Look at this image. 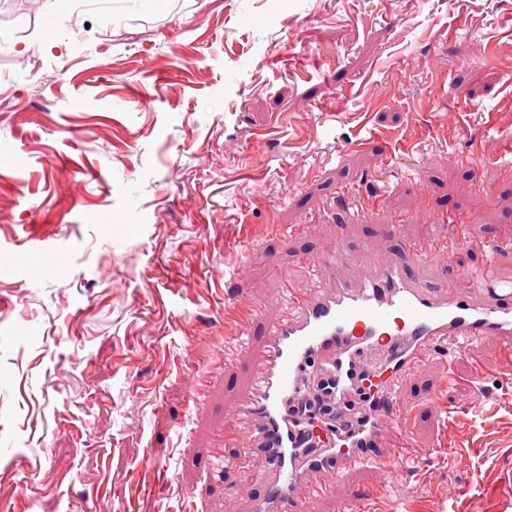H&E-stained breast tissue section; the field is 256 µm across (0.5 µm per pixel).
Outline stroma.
<instances>
[{"label":"stroma","instance_id":"1","mask_svg":"<svg viewBox=\"0 0 512 512\" xmlns=\"http://www.w3.org/2000/svg\"><path fill=\"white\" fill-rule=\"evenodd\" d=\"M503 127L512 0H0V512H247L267 481L217 444L280 273L313 287L305 259L339 234L376 263L445 247L444 213L512 238ZM239 260L250 346L195 407L212 276ZM398 402L411 478L360 470L308 512L378 486L373 512H512V351L426 359Z\"/></svg>","mask_w":512,"mask_h":512}]
</instances>
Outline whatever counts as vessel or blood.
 I'll return each mask as SVG.
<instances>
[{"label":"vessel or blood","instance_id":"obj_1","mask_svg":"<svg viewBox=\"0 0 512 512\" xmlns=\"http://www.w3.org/2000/svg\"><path fill=\"white\" fill-rule=\"evenodd\" d=\"M345 257L340 244L307 257L319 285L288 287V307L266 330L251 389L225 422V439L244 448L249 466L272 465L268 491L250 512H307L311 499L331 495L361 465L400 469L413 434L396 394L410 366L458 350L479 359L486 336L512 347L511 278L490 295L467 270L429 287L411 267L440 266L448 253L411 244L383 264L359 254L355 278L338 274ZM252 311L246 298L226 297L224 363L234 360L231 343L246 336ZM308 403L336 408L333 437L309 427Z\"/></svg>","mask_w":512,"mask_h":512}]
</instances>
